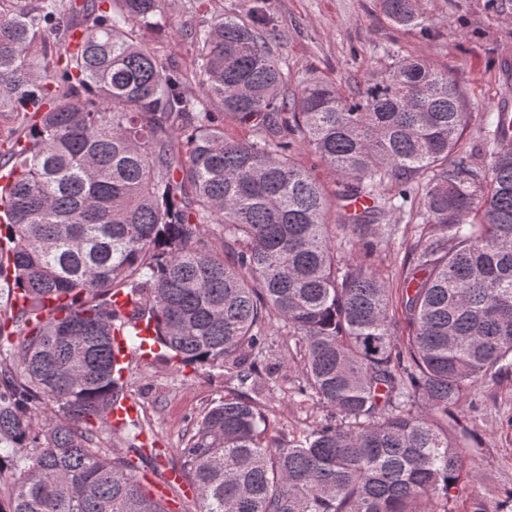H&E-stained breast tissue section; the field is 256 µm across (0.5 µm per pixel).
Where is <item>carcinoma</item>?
<instances>
[{"mask_svg": "<svg viewBox=\"0 0 512 512\" xmlns=\"http://www.w3.org/2000/svg\"><path fill=\"white\" fill-rule=\"evenodd\" d=\"M44 2L38 16L0 7V97L28 116L0 189V341L20 339L16 355L0 350V449L19 471L0 512H170L97 432L139 438V421L107 416L124 400L113 333L134 336L144 318L183 362L226 367L242 385L259 374L245 352L283 323L301 342L302 391L333 415L292 441L245 393L213 406L172 464L196 512H448L471 450L453 409L512 368V115L463 148L462 86L422 60L347 90L316 76L290 93L269 38L234 16L189 33L201 91L224 109L198 112L180 72L138 42L160 0H102L53 63L45 34L70 32L73 15ZM417 2L380 7L417 27ZM227 119L249 135H227ZM302 149L335 189L297 163ZM417 181L401 337L371 263L388 239L370 236L389 205L377 188L405 197ZM359 196L373 206L341 215ZM340 215L356 254L331 237ZM202 224L222 227L232 261L198 237ZM118 292L132 314L114 306ZM43 397L54 415L36 425Z\"/></svg>", "mask_w": 512, "mask_h": 512, "instance_id": "obj_1", "label": "carcinoma"}]
</instances>
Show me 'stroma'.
I'll return each instance as SVG.
<instances>
[{
	"label": "stroma",
	"mask_w": 512,
	"mask_h": 512,
	"mask_svg": "<svg viewBox=\"0 0 512 512\" xmlns=\"http://www.w3.org/2000/svg\"><path fill=\"white\" fill-rule=\"evenodd\" d=\"M258 6L264 10L260 29L273 37L290 86L314 73L346 87L396 60H425L451 71L465 92L471 120L463 145L469 150L477 146L487 113L512 100V0H420L424 23L412 29L389 22L379 0H164L156 24L138 28L137 35L161 65L181 72L185 93L197 107L216 112L219 104L205 98L198 85L188 34L223 13L252 19ZM26 130V118L0 101V168L14 165L15 144ZM421 194L417 185L408 198L390 201L397 230L377 252L375 265L393 288L406 269ZM251 357L259 368L258 398L271 433L296 438L326 423L329 411L303 390L300 344L282 323L266 326L265 345ZM123 381L128 399L139 405L144 441L157 448L139 463L153 483L166 475L194 422L241 391L227 369L184 366L162 350L150 356L129 350ZM455 414L475 440L448 512H474L480 502L512 512V373L472 389Z\"/></svg>",
	"instance_id": "stroma-1"
}]
</instances>
